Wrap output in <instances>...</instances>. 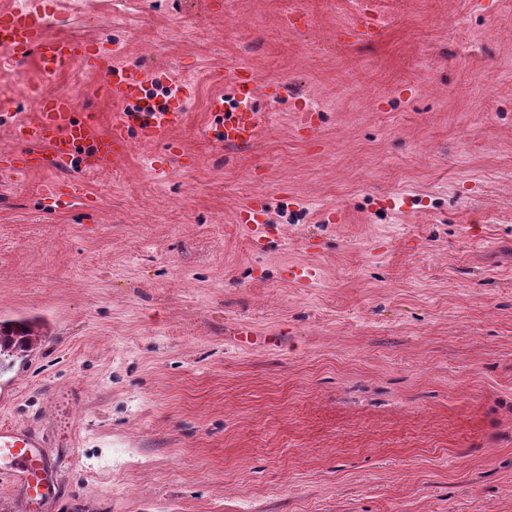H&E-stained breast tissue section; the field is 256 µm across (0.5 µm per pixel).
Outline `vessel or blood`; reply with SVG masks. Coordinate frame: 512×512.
Returning <instances> with one entry per match:
<instances>
[{
  "label": "vessel or blood",
  "instance_id": "b4317fda",
  "mask_svg": "<svg viewBox=\"0 0 512 512\" xmlns=\"http://www.w3.org/2000/svg\"><path fill=\"white\" fill-rule=\"evenodd\" d=\"M57 6L58 0H42L36 8L0 7V56L18 65L36 61L46 76L56 75L68 65L78 66L104 77L107 97L135 103L138 109L121 113L104 132L95 114L76 116L69 94L43 96L34 120L14 124V136L24 149L0 154V171L4 173L54 171L71 166L78 157L88 170L118 167L129 151L130 131H138L145 141L159 138L181 123V103L193 92L191 84L180 83L172 90L171 103L151 106L144 93L149 82L144 71L118 63L115 52L103 48L101 41L50 33L48 20ZM224 79L233 88L236 106L225 108L220 96L210 100V110L220 119L213 136L225 146L245 148L252 144L258 125V114L252 107L257 80L245 69L227 73ZM0 460L27 494L50 497V486L40 474L38 443L31 435L1 427Z\"/></svg>",
  "mask_w": 512,
  "mask_h": 512
}]
</instances>
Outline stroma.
<instances>
[{
  "label": "stroma",
  "instance_id": "stroma-1",
  "mask_svg": "<svg viewBox=\"0 0 512 512\" xmlns=\"http://www.w3.org/2000/svg\"><path fill=\"white\" fill-rule=\"evenodd\" d=\"M50 30L195 94L110 172L0 175V322L41 333L0 427L54 483L0 476V512H512V0H61ZM241 67L234 149L208 104ZM57 92L123 110L0 59V153ZM224 80L233 88L236 107L224 108L223 96L210 100V111L221 119L212 134L226 147L245 148L252 144L258 125V114L251 105L257 91V80L245 69L225 74Z\"/></svg>",
  "mask_w": 512,
  "mask_h": 512
}]
</instances>
